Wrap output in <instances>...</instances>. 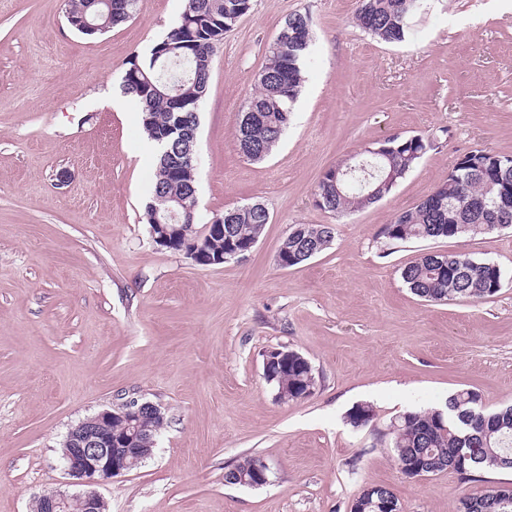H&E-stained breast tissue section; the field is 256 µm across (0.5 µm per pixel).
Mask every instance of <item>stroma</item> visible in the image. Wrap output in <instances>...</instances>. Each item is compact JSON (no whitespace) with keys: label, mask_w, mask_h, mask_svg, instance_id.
Masks as SVG:
<instances>
[{"label":"stroma","mask_w":512,"mask_h":512,"mask_svg":"<svg viewBox=\"0 0 512 512\" xmlns=\"http://www.w3.org/2000/svg\"><path fill=\"white\" fill-rule=\"evenodd\" d=\"M186 0H141L125 24L88 37L66 0H0V512L77 492L62 442L71 427L129 398L166 420L152 456L98 485L106 512H350L389 486L400 512H457L468 494L512 482L447 471L405 478L389 453L400 415L444 408L457 390L487 409L512 404V231L386 249L378 236L464 153L512 154V0H423L412 37L389 44L354 22L359 0H254L227 31L199 110L197 225L251 202L270 214L244 258L195 264L156 245L145 206L155 172L135 102L134 56L175 27ZM310 17L311 62L271 157L235 140L284 19ZM432 146L393 191L337 215L317 207L323 174L394 136ZM295 224H331L330 249L277 262ZM498 264L489 300L430 303L400 270L427 252ZM311 363L313 393L277 398L264 353ZM375 416L353 428V406ZM270 481L226 483L243 456ZM377 492L386 495L389 500L393 499L400 510L399 501L393 491L389 487L379 484L365 487L354 500L353 504H355V507L359 510V512L384 511V509L378 505V503L385 501V499L380 498Z\"/></svg>","instance_id":"35a3bbf8"}]
</instances>
